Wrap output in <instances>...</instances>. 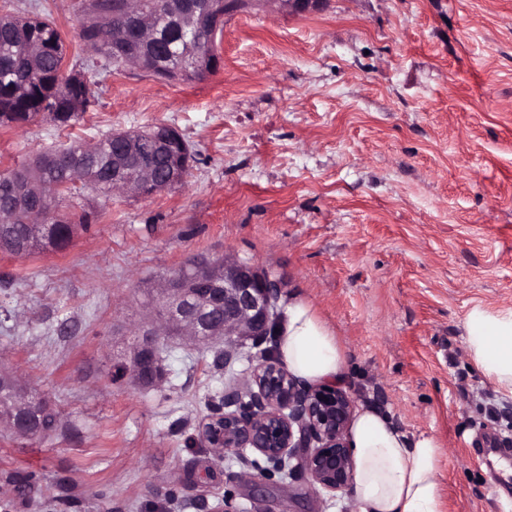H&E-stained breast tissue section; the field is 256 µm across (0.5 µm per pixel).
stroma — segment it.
I'll return each instance as SVG.
<instances>
[{
  "instance_id": "obj_1",
  "label": "stroma",
  "mask_w": 512,
  "mask_h": 512,
  "mask_svg": "<svg viewBox=\"0 0 512 512\" xmlns=\"http://www.w3.org/2000/svg\"><path fill=\"white\" fill-rule=\"evenodd\" d=\"M83 0H7L52 20L65 66L92 103L60 127H0V174L72 142L163 124L194 155L185 181L146 197L76 187L96 212L61 251L0 253V366L48 396L62 427L0 432V512H353L352 492L304 477L250 490L252 458L195 445L247 356L162 336L163 378L127 365L161 278L188 259L230 257L282 278L286 311L309 302L345 356L338 386L407 436L443 449L444 512H512V394L471 364L468 307H512V0H326L306 14L231 12L221 65L169 83L96 68L77 36ZM36 488L19 496L16 475Z\"/></svg>"
}]
</instances>
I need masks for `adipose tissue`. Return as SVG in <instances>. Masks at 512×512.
I'll return each mask as SVG.
<instances>
[{
	"label": "adipose tissue",
	"instance_id": "ef3b65f1",
	"mask_svg": "<svg viewBox=\"0 0 512 512\" xmlns=\"http://www.w3.org/2000/svg\"><path fill=\"white\" fill-rule=\"evenodd\" d=\"M464 326L470 362L499 389L512 392V308L473 304ZM278 354L292 375L308 383L336 382L344 369L337 337L305 301L289 305ZM347 441L355 464L352 488L359 512H443L442 448L434 437L408 438L382 413L361 408L354 414Z\"/></svg>",
	"mask_w": 512,
	"mask_h": 512
}]
</instances>
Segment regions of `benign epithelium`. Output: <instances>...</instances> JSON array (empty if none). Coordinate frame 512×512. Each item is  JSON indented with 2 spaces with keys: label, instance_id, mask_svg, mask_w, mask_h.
I'll use <instances>...</instances> for the list:
<instances>
[{
  "label": "benign epithelium",
  "instance_id": "1",
  "mask_svg": "<svg viewBox=\"0 0 512 512\" xmlns=\"http://www.w3.org/2000/svg\"><path fill=\"white\" fill-rule=\"evenodd\" d=\"M125 9L137 17L134 37L126 42L112 40L122 54V63L142 69L141 51L156 35L155 16L123 0ZM281 3L292 14L321 9L326 0H248V7ZM179 21L186 33L194 32L207 20L214 30L224 27L228 0L223 10L202 16L191 4L177 5ZM174 129L167 126L147 132H122L114 138L129 158L138 161L137 175L112 181L121 193L143 197L180 185L185 180L183 167L176 165L160 177L155 171V150L166 144ZM40 191L33 184L23 189V198L0 210L6 223L20 216L31 221L38 209L30 206ZM284 283L248 262L224 258L195 262L191 271L180 277L164 278L159 283L160 313L149 333L137 338L132 347V374L152 384L163 370L152 352L161 331L175 329L193 344L219 339L231 350L244 338L259 340L276 333L275 304ZM355 401L345 390L330 385L311 386L291 375L272 357H265L250 373L245 389H224V405L214 409L197 429V441L217 460L247 452L259 454L288 478L305 476L313 490L343 493L353 485L354 462L346 441ZM0 425L15 436L34 431L26 406L0 419Z\"/></svg>",
  "mask_w": 512,
  "mask_h": 512
}]
</instances>
